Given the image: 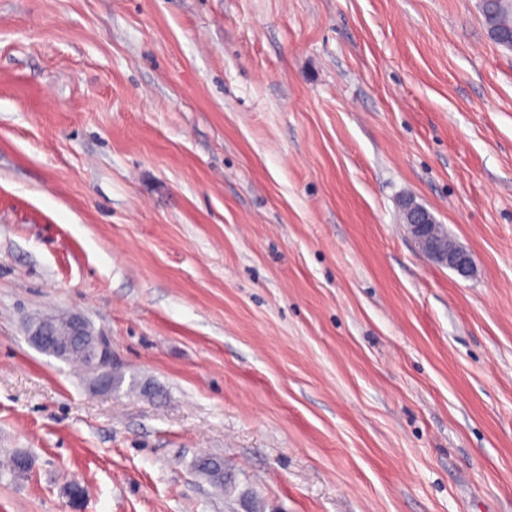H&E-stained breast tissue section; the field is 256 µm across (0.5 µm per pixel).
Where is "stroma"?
I'll list each match as a JSON object with an SVG mask.
<instances>
[{
	"mask_svg": "<svg viewBox=\"0 0 512 512\" xmlns=\"http://www.w3.org/2000/svg\"><path fill=\"white\" fill-rule=\"evenodd\" d=\"M65 312L150 393L27 340ZM13 452L0 512H512V49L480 0H0ZM405 224L419 250L436 263L448 266L461 276H467L472 268L470 255L454 241L439 239L436 226L445 233L441 224H436L434 216L426 208L412 200L405 202ZM193 468L216 486L224 487V484L228 483L223 457L213 455L198 457L193 462Z\"/></svg>",
	"mask_w": 512,
	"mask_h": 512,
	"instance_id": "1",
	"label": "stroma"
}]
</instances>
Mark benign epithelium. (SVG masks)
Masks as SVG:
<instances>
[{
	"instance_id": "1",
	"label": "benign epithelium",
	"mask_w": 512,
	"mask_h": 512,
	"mask_svg": "<svg viewBox=\"0 0 512 512\" xmlns=\"http://www.w3.org/2000/svg\"><path fill=\"white\" fill-rule=\"evenodd\" d=\"M404 211L408 232L419 250L436 263L445 265L462 276L468 275L472 268L470 255L454 241L450 239L445 241L437 236L433 214L412 200L405 202ZM68 319L70 320V338L65 341L53 335L52 319L48 317L31 322L27 326V336L41 351L64 360L73 342L77 341L81 344L86 342L85 318L79 314H70ZM90 364L94 371L96 390L109 391V379L115 368V360L108 337H96Z\"/></svg>"
}]
</instances>
